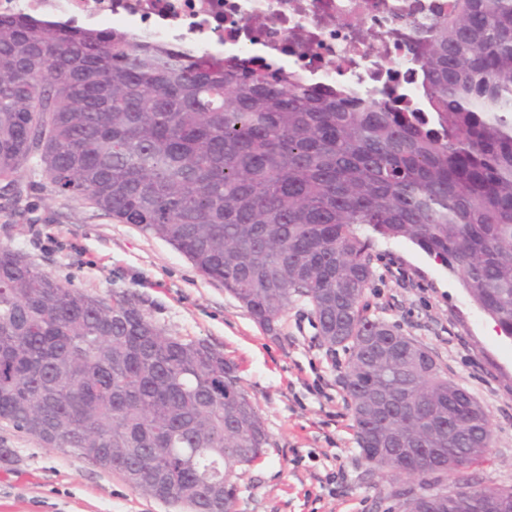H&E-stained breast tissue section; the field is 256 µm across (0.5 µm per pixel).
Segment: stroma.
Listing matches in <instances>:
<instances>
[{
    "mask_svg": "<svg viewBox=\"0 0 512 512\" xmlns=\"http://www.w3.org/2000/svg\"><path fill=\"white\" fill-rule=\"evenodd\" d=\"M15 208L0 209V245L63 283L140 299L173 335L204 338L239 366L269 435L265 456L238 471L236 512H405L408 478L380 479L356 444L342 384L343 351L321 345L303 303L267 332L227 292L168 243L82 201L55 193L39 163L18 178ZM364 303L370 317L426 346L491 419L493 443L471 468L483 485L512 487V338L458 275L405 239L378 240ZM0 512H186L132 490L67 448H46L0 425Z\"/></svg>",
    "mask_w": 512,
    "mask_h": 512,
    "instance_id": "stroma-1",
    "label": "stroma"
}]
</instances>
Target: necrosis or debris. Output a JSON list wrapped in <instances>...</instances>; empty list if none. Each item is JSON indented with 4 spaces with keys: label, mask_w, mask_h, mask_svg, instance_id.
Here are the masks:
<instances>
[{
    "label": "necrosis or debris",
    "mask_w": 512,
    "mask_h": 512,
    "mask_svg": "<svg viewBox=\"0 0 512 512\" xmlns=\"http://www.w3.org/2000/svg\"><path fill=\"white\" fill-rule=\"evenodd\" d=\"M456 0H0V15L127 29L146 46L260 58L347 98L431 108L423 62Z\"/></svg>",
    "instance_id": "obj_1"
}]
</instances>
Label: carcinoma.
Segmentation results:
<instances>
[{
    "label": "carcinoma",
    "mask_w": 512,
    "mask_h": 512,
    "mask_svg": "<svg viewBox=\"0 0 512 512\" xmlns=\"http://www.w3.org/2000/svg\"><path fill=\"white\" fill-rule=\"evenodd\" d=\"M423 68L433 111L349 106L258 59L1 16L0 182L38 158L58 194L167 242L269 332L306 304L347 355L364 459L419 480L410 512H512V487L468 473L488 414L363 303L375 236L403 238L512 336V0H458ZM0 423L188 512H235L232 476L268 444L224 351L2 245ZM437 473L451 490L431 491Z\"/></svg>",
    "instance_id": "cac0c4a2"
}]
</instances>
